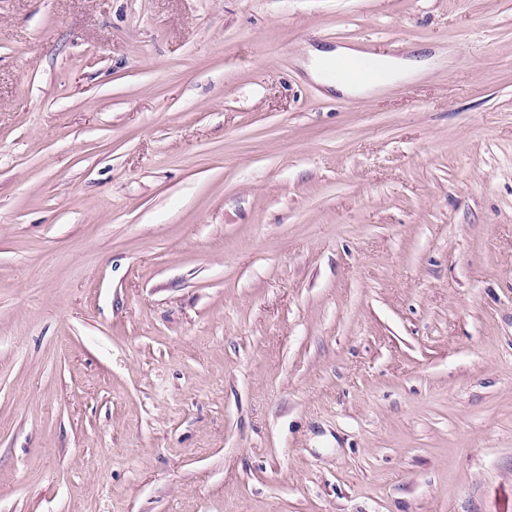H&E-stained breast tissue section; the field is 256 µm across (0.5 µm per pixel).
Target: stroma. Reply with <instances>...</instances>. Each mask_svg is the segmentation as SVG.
<instances>
[{"label": "stroma", "instance_id": "obj_1", "mask_svg": "<svg viewBox=\"0 0 512 512\" xmlns=\"http://www.w3.org/2000/svg\"><path fill=\"white\" fill-rule=\"evenodd\" d=\"M0 512H512V0H0ZM357 54H359L358 51L345 48H337L330 52H318L315 61L307 68L315 80L346 96L367 95L385 88L395 79L396 73L403 76H413L417 72L415 69L408 68L403 60L385 59V78L381 81L384 77L382 60L374 55H362L337 64L331 71V76L335 80L328 77L326 71L333 64ZM353 80L368 82H342Z\"/></svg>", "mask_w": 512, "mask_h": 512}]
</instances>
